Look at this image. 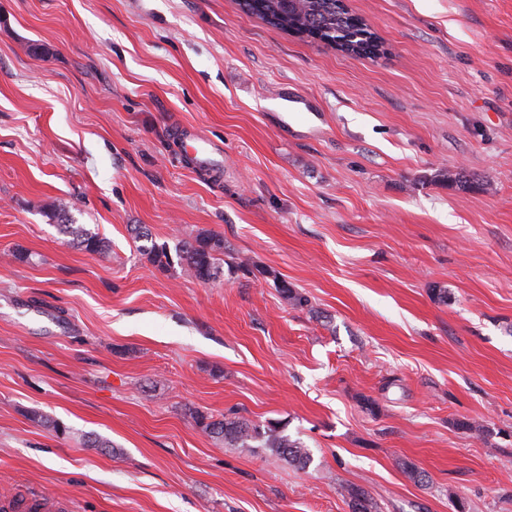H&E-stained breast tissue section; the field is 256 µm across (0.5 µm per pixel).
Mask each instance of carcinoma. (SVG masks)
<instances>
[{
  "label": "carcinoma",
  "instance_id": "1",
  "mask_svg": "<svg viewBox=\"0 0 512 512\" xmlns=\"http://www.w3.org/2000/svg\"><path fill=\"white\" fill-rule=\"evenodd\" d=\"M242 8L265 23L294 31L299 37L316 39L352 56L375 58L383 52V42L360 17L352 14L339 0H298L288 5V0H242ZM70 205L58 202L51 205L50 216L58 220L59 232L71 238L88 253H103L108 241L80 224L68 223ZM140 242L142 256L152 265L164 268L170 264L167 247L151 242L149 233L140 225L131 228ZM177 256L184 274L199 281H210L223 273L220 255L224 254V239L207 231H200L190 239L179 242ZM281 297L292 307L308 305V298L285 283L280 284ZM197 424L213 438L234 448H250L253 443L298 470L309 468L312 458L301 442L284 434L279 424L270 422L265 427L253 424L238 412L220 418L198 413ZM351 512H371L367 492L360 487L346 489Z\"/></svg>",
  "mask_w": 512,
  "mask_h": 512
}]
</instances>
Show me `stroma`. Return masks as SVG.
I'll use <instances>...</instances> for the list:
<instances>
[{"label": "stroma", "instance_id": "35a3bbf8", "mask_svg": "<svg viewBox=\"0 0 512 512\" xmlns=\"http://www.w3.org/2000/svg\"><path fill=\"white\" fill-rule=\"evenodd\" d=\"M346 4L384 55L236 0H0V502L350 512L358 486L377 512H512V0ZM59 199L106 253L59 234ZM134 224L252 271L155 267ZM232 409L309 469L194 420ZM176 252L184 274L196 280H214L223 273L219 256L224 254V240L207 231L179 242Z\"/></svg>", "mask_w": 512, "mask_h": 512}]
</instances>
